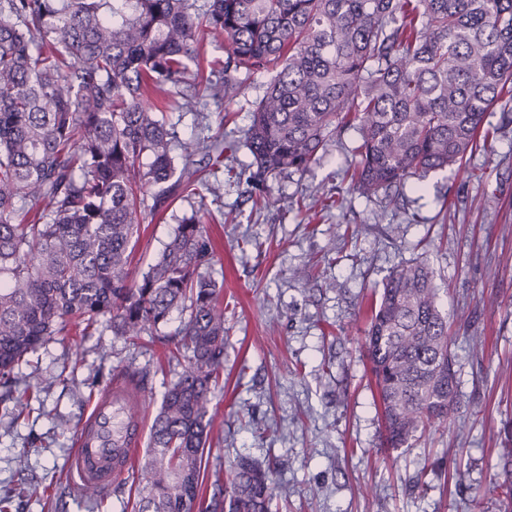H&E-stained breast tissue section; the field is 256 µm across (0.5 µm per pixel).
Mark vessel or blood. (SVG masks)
Listing matches in <instances>:
<instances>
[{
  "label": "vessel or blood",
  "mask_w": 512,
  "mask_h": 512,
  "mask_svg": "<svg viewBox=\"0 0 512 512\" xmlns=\"http://www.w3.org/2000/svg\"><path fill=\"white\" fill-rule=\"evenodd\" d=\"M145 390L135 380L113 377L95 395L77 428L67 471L74 486L109 494L133 465L142 440Z\"/></svg>",
  "instance_id": "obj_1"
}]
</instances>
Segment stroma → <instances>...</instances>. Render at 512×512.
<instances>
[{
    "instance_id": "1",
    "label": "stroma",
    "mask_w": 512,
    "mask_h": 512,
    "mask_svg": "<svg viewBox=\"0 0 512 512\" xmlns=\"http://www.w3.org/2000/svg\"><path fill=\"white\" fill-rule=\"evenodd\" d=\"M273 71L228 99L183 113L181 139L238 143L197 195L144 221L132 268L146 270L185 213H223L210 269L223 285L224 386L214 400L207 474L238 457L279 461L272 512H500L496 452L512 447V122L489 114L487 143L462 165L408 179L400 191L348 194L357 134L346 130L302 173H284L260 200L243 171L251 104ZM417 258L434 272L454 337L459 408L408 448L385 447L364 330L390 272ZM187 314L173 309L131 342L101 324L90 336H51L14 369L0 402V498L11 512H123L132 478L95 501L66 470L95 392L127 361L150 371L144 425L174 378L159 362ZM27 408L17 412V402ZM37 486L39 496L25 494Z\"/></svg>"
}]
</instances>
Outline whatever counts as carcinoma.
Listing matches in <instances>:
<instances>
[{
  "mask_svg": "<svg viewBox=\"0 0 512 512\" xmlns=\"http://www.w3.org/2000/svg\"><path fill=\"white\" fill-rule=\"evenodd\" d=\"M217 79L191 84L206 35ZM249 178L304 172L344 127L359 135L347 192L367 198L462 162L488 112H512V0H0V384L70 322L102 318L135 340L188 311L134 512H271L270 465L238 459L208 483L209 405L224 369L216 244L198 211L158 261L130 271L138 227L194 191V156L224 166L231 141H178L166 109L243 90ZM152 189L150 194L144 188ZM432 271L398 265L370 310L365 348L386 444L401 448L458 402L448 317ZM496 488L512 512V448ZM220 58L224 60V35L209 34L204 39V60L201 59L200 67L196 63L190 64L189 77L206 78L208 75V67L206 59Z\"/></svg>",
  "mask_w": 512,
  "mask_h": 512,
  "instance_id": "1",
  "label": "carcinoma"
}]
</instances>
